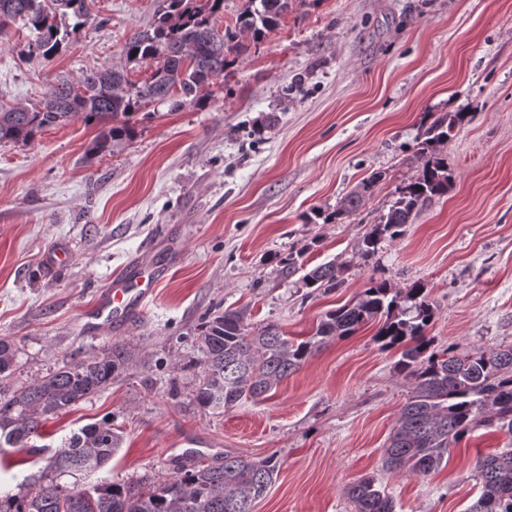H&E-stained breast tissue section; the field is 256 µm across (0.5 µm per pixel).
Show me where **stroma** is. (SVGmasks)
I'll use <instances>...</instances> for the list:
<instances>
[{
	"label": "stroma",
	"mask_w": 512,
	"mask_h": 512,
	"mask_svg": "<svg viewBox=\"0 0 512 512\" xmlns=\"http://www.w3.org/2000/svg\"><path fill=\"white\" fill-rule=\"evenodd\" d=\"M260 43L227 56L208 104L140 118L129 146L88 159L98 133L73 119L30 144L0 143V336L15 342L25 382L115 342L134 351L112 386L46 422L43 444L102 419L118 453L90 482L173 477L185 449L205 464L277 455L278 475L253 512H355L348 488L374 477L396 512H466L480 494L478 455L512 443L484 426L426 476L394 471L384 450L413 385L376 325L323 345L269 397L223 413L194 391L201 319L247 309L252 326L303 339L331 309L384 279L425 284L434 346L512 345V0H290ZM157 0H94L51 59L29 49L23 21L0 30V103L30 105L50 79L127 66L123 46L150 29ZM468 115L445 147L453 183L400 238L360 259L398 187L416 175L427 115ZM266 123L261 137L253 127ZM382 178L336 223L316 212L372 173ZM346 264L344 282L310 291L282 263ZM69 259L49 264L55 251ZM166 269L143 316L87 332L82 320L130 260Z\"/></svg>",
	"instance_id": "stroma-1"
}]
</instances>
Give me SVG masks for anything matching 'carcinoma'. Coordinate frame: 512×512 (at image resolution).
<instances>
[{
  "mask_svg": "<svg viewBox=\"0 0 512 512\" xmlns=\"http://www.w3.org/2000/svg\"><path fill=\"white\" fill-rule=\"evenodd\" d=\"M289 0H249L234 26L217 25L224 0H159L152 27L131 36L123 55L129 63L150 68L148 79L134 83L122 66L87 69L77 77H57L49 91L30 106L0 104V143L28 144L37 133L74 118L99 126L88 153L98 157L135 140L133 116L151 103L170 110L203 107L214 81L224 75L226 55L242 47L247 35L258 42L287 11ZM72 15V29L60 28L57 15ZM88 0H0V30L8 22L26 21L37 32L39 56H54L70 31L89 18ZM468 113L450 112L432 121L417 143L422 168L363 235L358 256L368 259L382 242L403 235L417 213L433 198L448 193L451 175L444 146L461 129ZM382 174L363 179L338 208L325 217L358 210L373 193ZM303 247L285 259L288 274L302 273L307 288L335 289L345 264L332 262L304 270ZM433 304L423 284L400 290L372 279L352 302L327 311L315 332L293 340L274 323L255 328L245 311L217 312L199 325L196 341L205 356L194 400L204 408L226 411L244 399L257 398L299 371L316 351L336 338L375 323L374 340L398 351L397 372L413 382L399 426L385 449L390 470L426 476L448 460L449 449L480 426L512 435V345L477 347L457 355L431 350L427 329ZM130 351L119 342L101 355L68 363L27 383H17L15 344L0 338V449L35 451L44 424L60 412L92 398L127 369ZM122 435L112 421L83 426L50 451L37 474L26 475L20 492L0 494V512H252L279 470L277 455L263 459L226 456L220 464H183L171 479L156 484L136 481L80 484V478L102 469L119 449ZM480 495L466 512H512V448L480 455L476 460ZM70 477L72 483L64 478ZM356 512H395L390 496L363 477L349 489Z\"/></svg>",
  "mask_w": 512,
  "mask_h": 512,
  "instance_id": "cac0c4a2",
  "label": "carcinoma"
}]
</instances>
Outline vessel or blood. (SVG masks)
Segmentation results:
<instances>
[{"label":"vessel or blood","mask_w":512,"mask_h":512,"mask_svg":"<svg viewBox=\"0 0 512 512\" xmlns=\"http://www.w3.org/2000/svg\"><path fill=\"white\" fill-rule=\"evenodd\" d=\"M163 276L162 270L149 262H138L113 276L95 304L87 311L89 327L112 328L129 318L142 315L147 302Z\"/></svg>","instance_id":"obj_1"}]
</instances>
